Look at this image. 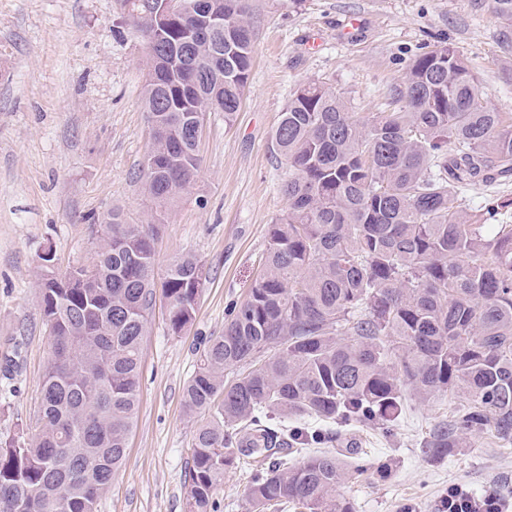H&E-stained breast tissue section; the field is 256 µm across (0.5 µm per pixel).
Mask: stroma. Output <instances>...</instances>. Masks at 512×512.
<instances>
[{"label": "stroma", "mask_w": 512, "mask_h": 512, "mask_svg": "<svg viewBox=\"0 0 512 512\" xmlns=\"http://www.w3.org/2000/svg\"><path fill=\"white\" fill-rule=\"evenodd\" d=\"M255 61L232 124L204 117L201 169L177 205L156 207L139 178L150 126L142 104L147 53L117 0H0V440L32 434L51 357L38 280L91 261L108 215L153 222L160 266L186 252L208 274L193 324L168 330L156 306L142 344L140 395L126 461L96 512H185L196 421L182 407L198 348L224 331L228 307L259 277L270 224L288 209L287 169L272 134L294 88L323 81L369 117L427 46L466 57L489 105L512 113V46L491 0H251ZM447 400L411 404L390 435L357 426L328 447L355 449L364 473L339 493L354 512H441L449 483L512 496V445L487 433L435 462L421 448Z\"/></svg>", "instance_id": "1"}]
</instances>
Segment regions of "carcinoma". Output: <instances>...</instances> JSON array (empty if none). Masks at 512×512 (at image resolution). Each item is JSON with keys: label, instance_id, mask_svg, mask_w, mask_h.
Here are the masks:
<instances>
[{"label": "carcinoma", "instance_id": "1", "mask_svg": "<svg viewBox=\"0 0 512 512\" xmlns=\"http://www.w3.org/2000/svg\"><path fill=\"white\" fill-rule=\"evenodd\" d=\"M121 2L147 46L142 102L158 129L143 188L167 207L198 177L196 114L219 102L230 124L240 111L255 54L250 4L208 0L224 29L207 38L181 18L157 29L137 0ZM492 7L511 28L512 0ZM394 102L365 119L313 81L281 112L273 146L288 210L269 225L263 273L228 309L224 333L203 341L183 387L200 418L186 512H217L224 477L257 460L251 512H354L336 493L364 465L306 449L354 423L387 432L409 401L457 405L423 442L434 459L467 434L512 444V224L501 220L512 199L465 204L469 187L512 180V113L484 101L447 44L411 60ZM157 235L114 213L89 264L60 274L52 248L41 256L52 358L35 433L0 442V512H95L123 466L157 298L178 335L207 283L190 253L157 279Z\"/></svg>", "mask_w": 512, "mask_h": 512}]
</instances>
